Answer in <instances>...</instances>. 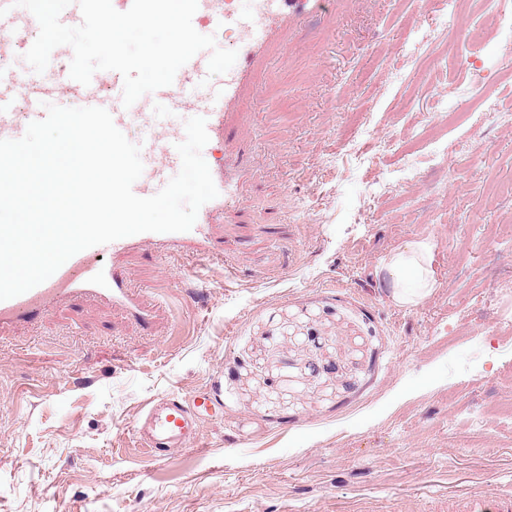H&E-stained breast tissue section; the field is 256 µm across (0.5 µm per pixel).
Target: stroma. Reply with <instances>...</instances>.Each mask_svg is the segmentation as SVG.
Instances as JSON below:
<instances>
[{
  "instance_id": "35a3bbf8",
  "label": "stroma",
  "mask_w": 512,
  "mask_h": 512,
  "mask_svg": "<svg viewBox=\"0 0 512 512\" xmlns=\"http://www.w3.org/2000/svg\"><path fill=\"white\" fill-rule=\"evenodd\" d=\"M474 45L424 0H333L243 95L242 199L222 257H117L153 316L82 300L0 331V512H448L512 485V18ZM467 62L495 78L494 111ZM390 150H383L384 142ZM469 143L477 166L440 161ZM432 240L419 306L379 260ZM220 403L196 450L152 461L137 411Z\"/></svg>"
}]
</instances>
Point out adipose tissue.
I'll return each mask as SVG.
<instances>
[{
	"label": "adipose tissue",
	"instance_id": "adipose-tissue-1",
	"mask_svg": "<svg viewBox=\"0 0 512 512\" xmlns=\"http://www.w3.org/2000/svg\"><path fill=\"white\" fill-rule=\"evenodd\" d=\"M435 263L434 243L427 239L416 240L381 258L375 276L382 287L389 289L394 302L415 307L439 286Z\"/></svg>",
	"mask_w": 512,
	"mask_h": 512
}]
</instances>
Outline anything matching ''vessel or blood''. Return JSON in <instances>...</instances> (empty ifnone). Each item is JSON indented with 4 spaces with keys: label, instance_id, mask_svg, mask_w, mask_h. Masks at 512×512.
I'll return each mask as SVG.
<instances>
[{
    "label": "vessel or blood",
    "instance_id": "b4317fda",
    "mask_svg": "<svg viewBox=\"0 0 512 512\" xmlns=\"http://www.w3.org/2000/svg\"><path fill=\"white\" fill-rule=\"evenodd\" d=\"M325 2L252 0L250 12L240 16L223 12L221 0H198L199 12L223 15L225 22L235 23L240 32L237 60L224 75L220 99L205 101L201 98L196 82L207 67V61L201 55L194 56L177 72L172 85L157 90V97L168 102L164 112L155 111L151 101L143 98L131 107H124L123 78L113 74L112 102L108 107L113 122L120 131L134 127L141 133L144 171L142 181L134 189L137 196H152L157 184L166 182L168 173L181 165L175 149L178 139L171 133L178 112L191 108L205 118L210 142H242L243 93L254 84L257 64L266 57L270 47L282 39L298 15L322 11ZM51 62L59 67V84L66 93L62 105L68 107L79 101L83 106H94V99L84 95L83 85L69 76L70 57L57 53ZM12 99V91L0 89V139L21 138L24 122L46 116L35 102L24 119H17L10 110ZM244 171L245 158L240 151L225 156L222 165L212 167L211 174L219 195L201 207L200 222L190 231L146 232L88 248L72 256L45 282L19 296L0 301V329L22 319L44 316L65 299H106L124 306L138 317H145V309L129 287L127 276L105 262L104 254L122 255L154 245L167 254L188 247L204 259L222 255L223 243L214 232V222L223 215L227 205L238 198ZM212 406L213 400L206 393L189 401L174 393L150 401L139 411L135 421V433L141 447L152 459L173 448L181 451L199 448L198 420L210 413Z\"/></svg>",
    "mask_w": 512,
    "mask_h": 512
}]
</instances>
